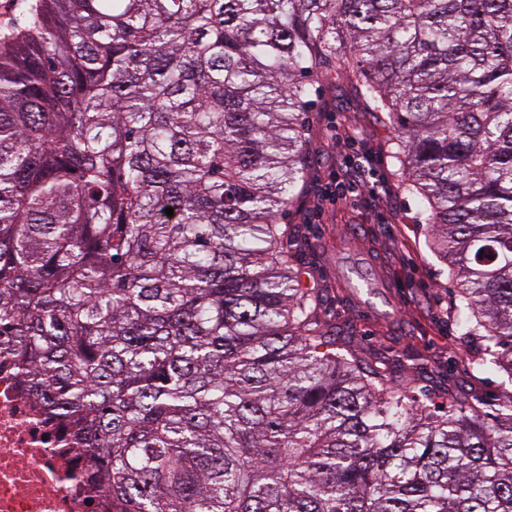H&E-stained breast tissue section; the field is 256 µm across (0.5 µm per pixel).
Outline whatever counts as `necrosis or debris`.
<instances>
[{
    "label": "necrosis or debris",
    "instance_id": "1",
    "mask_svg": "<svg viewBox=\"0 0 512 512\" xmlns=\"http://www.w3.org/2000/svg\"><path fill=\"white\" fill-rule=\"evenodd\" d=\"M88 469L68 430L0 359V512H112L111 496L88 483Z\"/></svg>",
    "mask_w": 512,
    "mask_h": 512
}]
</instances>
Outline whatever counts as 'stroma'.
<instances>
[{"mask_svg": "<svg viewBox=\"0 0 512 512\" xmlns=\"http://www.w3.org/2000/svg\"><path fill=\"white\" fill-rule=\"evenodd\" d=\"M307 116L314 163L299 205L279 217L280 224L304 229L303 283L319 290L337 324L350 328L359 355L411 350L427 360L428 375L398 374L413 398L432 393L441 381L502 399V372H473L463 365L477 346L463 341L449 312L458 285L448 275L447 261L432 251L429 230L417 221L422 199L401 185L389 153L394 130L363 111L340 76L312 86ZM351 139L368 154L376 180L388 184L385 198L328 200L337 175L345 171ZM363 272L369 287H348V280Z\"/></svg>", "mask_w": 512, "mask_h": 512, "instance_id": "35a3bbf8", "label": "stroma"}]
</instances>
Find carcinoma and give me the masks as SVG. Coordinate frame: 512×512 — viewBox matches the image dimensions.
<instances>
[{"label":"carcinoma","instance_id":"carcinoma-1","mask_svg":"<svg viewBox=\"0 0 512 512\" xmlns=\"http://www.w3.org/2000/svg\"><path fill=\"white\" fill-rule=\"evenodd\" d=\"M331 60L512 384V0H39L0 42V358L112 512H512V394L409 404L423 357L301 284Z\"/></svg>","mask_w":512,"mask_h":512}]
</instances>
